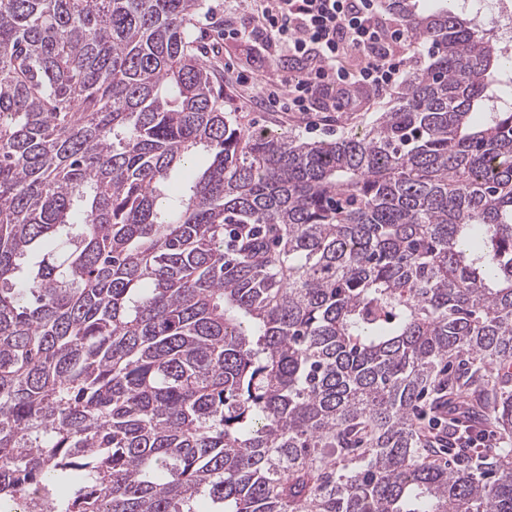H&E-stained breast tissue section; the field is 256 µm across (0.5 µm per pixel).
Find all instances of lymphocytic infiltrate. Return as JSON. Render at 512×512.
Returning <instances> with one entry per match:
<instances>
[{"mask_svg": "<svg viewBox=\"0 0 512 512\" xmlns=\"http://www.w3.org/2000/svg\"><path fill=\"white\" fill-rule=\"evenodd\" d=\"M224 36L261 43L267 55L288 60L287 79L240 73L236 81L276 111L301 113L327 98L353 101L359 90L392 88L403 78L396 50L412 43L403 23L383 22L380 0H253L248 24H225ZM350 53L360 61L353 72L340 65Z\"/></svg>", "mask_w": 512, "mask_h": 512, "instance_id": "lymphocytic-infiltrate-1", "label": "lymphocytic infiltrate"}]
</instances>
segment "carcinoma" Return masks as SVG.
<instances>
[{
    "label": "carcinoma",
    "instance_id": "carcinoma-1",
    "mask_svg": "<svg viewBox=\"0 0 512 512\" xmlns=\"http://www.w3.org/2000/svg\"><path fill=\"white\" fill-rule=\"evenodd\" d=\"M203 0H0V512H512V56L437 48L363 136L224 112ZM209 163L184 188L199 152ZM458 425H454L452 428H447V435H439L436 432H431V435H427L432 443H438L443 445V443H447V446L450 445V448H469L472 443L482 444L483 448H508L510 446H505V441L502 438L497 439L496 434L492 431H478L476 434H473L468 427L464 430V432L456 427ZM497 442V445L494 446Z\"/></svg>",
    "mask_w": 512,
    "mask_h": 512
}]
</instances>
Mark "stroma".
<instances>
[{"instance_id":"1","label":"stroma","mask_w":512,"mask_h":512,"mask_svg":"<svg viewBox=\"0 0 512 512\" xmlns=\"http://www.w3.org/2000/svg\"><path fill=\"white\" fill-rule=\"evenodd\" d=\"M204 3V13L199 19L200 32L220 61L224 109L240 127L281 135L296 134L309 141H333L351 134H364L373 127L382 112L395 105L401 92L397 86L381 95L364 93L352 109L321 101L313 112L271 111L236 83L235 74L253 67L262 70L267 77L283 79L288 75L286 61H270L263 56L255 60L250 56L248 45L225 41L224 0H204Z\"/></svg>"}]
</instances>
